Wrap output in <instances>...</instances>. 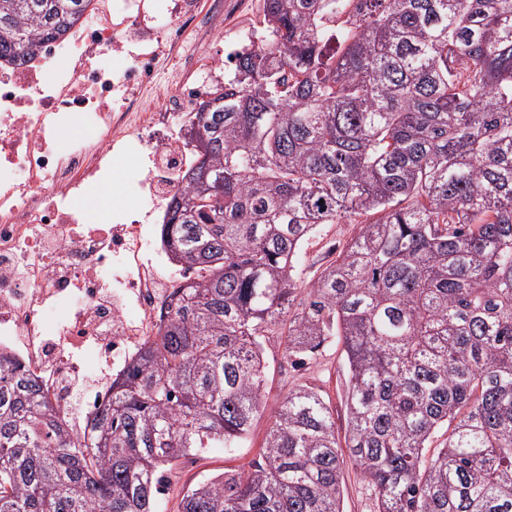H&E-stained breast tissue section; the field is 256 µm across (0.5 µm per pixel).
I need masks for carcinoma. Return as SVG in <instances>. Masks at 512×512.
<instances>
[{
    "label": "carcinoma",
    "instance_id": "1",
    "mask_svg": "<svg viewBox=\"0 0 512 512\" xmlns=\"http://www.w3.org/2000/svg\"><path fill=\"white\" fill-rule=\"evenodd\" d=\"M91 2L0 0V58ZM189 137L161 236L192 275L90 433L0 355V512H163L180 460L244 447L271 336L284 373L341 347L344 436L298 384L180 512H343L347 459L375 512H512V0H264ZM326 224L355 231L307 280Z\"/></svg>",
    "mask_w": 512,
    "mask_h": 512
}]
</instances>
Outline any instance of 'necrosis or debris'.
Instances as JSON below:
<instances>
[{"label":"necrosis or debris","mask_w":512,"mask_h":512,"mask_svg":"<svg viewBox=\"0 0 512 512\" xmlns=\"http://www.w3.org/2000/svg\"><path fill=\"white\" fill-rule=\"evenodd\" d=\"M229 0H93L65 40L28 62L0 60V353L16 359L62 413L85 350L122 369L156 336L181 278L145 225L183 189V136L224 82ZM174 84L146 97L170 60ZM146 155L133 208L90 224L72 207L111 179L116 156ZM111 332L98 339L99 325Z\"/></svg>","instance_id":"obj_1"}]
</instances>
